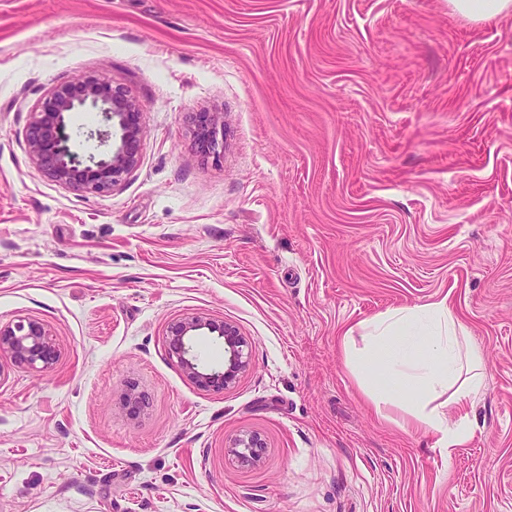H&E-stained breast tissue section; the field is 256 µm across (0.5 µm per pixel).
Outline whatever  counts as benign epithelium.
<instances>
[{"label": "benign epithelium", "mask_w": 512, "mask_h": 512, "mask_svg": "<svg viewBox=\"0 0 512 512\" xmlns=\"http://www.w3.org/2000/svg\"><path fill=\"white\" fill-rule=\"evenodd\" d=\"M100 115L99 127L90 131L105 150L85 158L75 152L68 132L74 112ZM141 129L135 101L120 88L103 80L84 76L56 85L34 112L27 134L28 152L36 164L55 182L65 187L106 196L137 167ZM223 121L219 112L200 114L199 142L206 154L221 156ZM224 341V366L202 367L193 350V340L205 333ZM170 345L183 369L205 389L227 388L249 366L245 342L236 328L203 316H190L170 329ZM58 350L43 324L20 319L0 325V358L7 356L31 369L46 370L56 361ZM265 442L257 435H243L229 452L245 462L261 458Z\"/></svg>", "instance_id": "obj_1"}]
</instances>
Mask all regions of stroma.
I'll return each instance as SVG.
<instances>
[{"label":"stroma","mask_w":512,"mask_h":512,"mask_svg":"<svg viewBox=\"0 0 512 512\" xmlns=\"http://www.w3.org/2000/svg\"><path fill=\"white\" fill-rule=\"evenodd\" d=\"M97 76L136 102L107 196L30 156L31 114ZM223 115L224 152L195 139ZM448 299L484 353L471 441L379 419L344 327ZM250 364L197 386L172 323ZM0 512H512V14L448 0H0ZM144 399L139 410L129 393ZM265 442L259 462L228 447ZM458 14L474 21L486 20L512 11L511 0H448ZM205 330L209 334L216 333L224 341V366L221 368L200 367L197 362L193 340L205 333ZM169 336L172 354L201 388H227L249 366V354L244 350V340L236 328L226 322L219 324L203 316H190L174 324ZM57 355L52 335L43 324L20 319L0 325V359L8 356L28 368L46 370L55 363Z\"/></svg>","instance_id":"1"}]
</instances>
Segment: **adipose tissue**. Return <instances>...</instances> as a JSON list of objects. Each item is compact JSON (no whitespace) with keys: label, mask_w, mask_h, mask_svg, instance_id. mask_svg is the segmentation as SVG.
Here are the masks:
<instances>
[{"label":"adipose tissue","mask_w":512,"mask_h":512,"mask_svg":"<svg viewBox=\"0 0 512 512\" xmlns=\"http://www.w3.org/2000/svg\"><path fill=\"white\" fill-rule=\"evenodd\" d=\"M344 360L375 415L436 438L444 452L471 439L484 357L447 299L386 311L339 336Z\"/></svg>","instance_id":"ef3b65f1"}]
</instances>
